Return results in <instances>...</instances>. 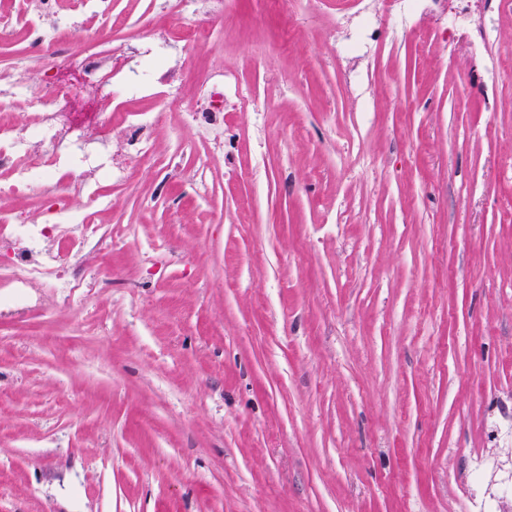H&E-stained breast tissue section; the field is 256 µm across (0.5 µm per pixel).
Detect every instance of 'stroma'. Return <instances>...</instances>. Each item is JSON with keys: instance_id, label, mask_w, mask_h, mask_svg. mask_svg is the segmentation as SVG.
I'll list each match as a JSON object with an SVG mask.
<instances>
[{"instance_id": "1", "label": "stroma", "mask_w": 512, "mask_h": 512, "mask_svg": "<svg viewBox=\"0 0 512 512\" xmlns=\"http://www.w3.org/2000/svg\"><path fill=\"white\" fill-rule=\"evenodd\" d=\"M369 9L224 0L223 154L170 113L112 278L0 316V512H512V7L493 83Z\"/></svg>"}]
</instances>
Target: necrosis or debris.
I'll list each match as a JSON object with an SVG mask.
<instances>
[{"label":"necrosis or debris","instance_id":"4bbe7bcc","mask_svg":"<svg viewBox=\"0 0 512 512\" xmlns=\"http://www.w3.org/2000/svg\"><path fill=\"white\" fill-rule=\"evenodd\" d=\"M16 3L14 14L0 15V40L18 26L36 34L51 77L21 96L12 73L0 72V169L10 175L8 191L40 195L45 221L20 222L0 195V262L11 270L0 282L9 290L0 300V314L40 308V296L29 292L38 281L49 278L54 287L76 290L71 268L87 246H94L101 272L111 274L108 253L100 245L98 215L110 206L112 186L135 187V169L127 158L132 153L149 158L142 135L161 127L168 112L183 109L206 143L224 140V125L216 120L224 110L223 69H209L185 104L172 64L176 49L211 41L209 20L223 15L224 0H155L159 24L118 52L102 27L89 33L84 50L69 51L68 28L57 19L54 0ZM115 82L135 86L150 108L95 111L88 97ZM20 103L27 115L17 113ZM75 195L84 201L77 217L69 207Z\"/></svg>","mask_w":512,"mask_h":512}]
</instances>
